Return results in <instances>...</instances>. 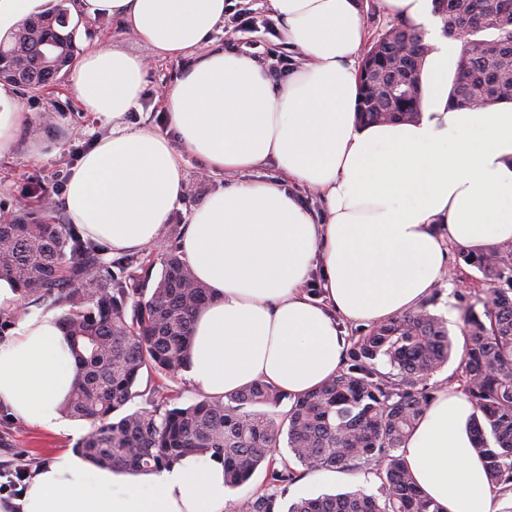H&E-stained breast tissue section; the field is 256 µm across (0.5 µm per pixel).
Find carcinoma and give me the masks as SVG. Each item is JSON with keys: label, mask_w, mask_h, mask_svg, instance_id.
<instances>
[{"label": "carcinoma", "mask_w": 512, "mask_h": 512, "mask_svg": "<svg viewBox=\"0 0 512 512\" xmlns=\"http://www.w3.org/2000/svg\"><path fill=\"white\" fill-rule=\"evenodd\" d=\"M69 0L54 4L0 39V78L36 89L57 79L76 56ZM445 37L471 30L448 86L457 106L512 105V0H434ZM430 49L423 31L392 22L363 52L357 119L364 124L414 122L421 115V74ZM403 84L394 94L390 84ZM162 270L139 253L105 261L102 248L72 224L40 210L0 215V277L16 283L22 310L59 312L78 377L64 411L89 423L78 454L117 473L171 467L186 455L224 465L236 488L265 470L260 491L234 512H280L278 499L298 472L374 467L379 495L353 491L301 498L287 512H442L416 488L399 450L432 398L426 381L456 351L443 321L427 306L349 338L346 364L316 390L292 398L254 383L226 399L199 395L181 404L169 385L188 369L192 322L211 300L175 239H165ZM490 288L481 310L463 312L459 386L473 407L475 452L488 479L512 490V250L461 252ZM123 276H113L112 267ZM392 371L383 373L378 362ZM147 387L139 391L142 379ZM146 406L123 413L132 399ZM289 456L275 457L281 444Z\"/></svg>", "instance_id": "carcinoma-1"}]
</instances>
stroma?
Returning <instances> with one entry per match:
<instances>
[{"instance_id": "stroma-1", "label": "stroma", "mask_w": 512, "mask_h": 512, "mask_svg": "<svg viewBox=\"0 0 512 512\" xmlns=\"http://www.w3.org/2000/svg\"><path fill=\"white\" fill-rule=\"evenodd\" d=\"M243 16L255 18L257 26L254 30L246 31L240 27L239 19ZM270 17L266 0H225L224 25L213 38L225 49L249 55L266 66L282 65L288 60V50L279 43L277 28L264 27V20ZM75 40L82 50L100 40L147 58L144 90L128 111L126 122L134 129L164 130L165 122L156 96L175 82L181 71V61L151 57L134 34L121 30L106 17L79 19ZM18 102L23 111L32 113L35 122L25 129L16 148L0 153V208L9 212L25 204L42 205L47 199L61 201L67 179L81 154L109 131L96 115L85 111L78 103L64 73L52 86L19 95ZM181 157L186 190L166 227L167 232L176 234L181 233L193 210L209 195L236 180L235 174L210 171L190 151H182ZM485 288L481 273L466 265L459 255H452L450 275L436 286L433 296L428 297V309L446 322L451 337H459L463 306L483 295ZM66 426V431L55 433L16 421L0 409V471L20 467L30 474L53 461L58 454L73 451L76 442L87 433L88 425L70 418ZM343 475V480L334 484L323 481L310 486L294 483L281 504L286 507L301 497L357 489L369 495L376 494L379 480L373 467L347 469Z\"/></svg>"}]
</instances>
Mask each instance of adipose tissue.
I'll return each instance as SVG.
<instances>
[{
    "label": "adipose tissue",
    "mask_w": 512,
    "mask_h": 512,
    "mask_svg": "<svg viewBox=\"0 0 512 512\" xmlns=\"http://www.w3.org/2000/svg\"><path fill=\"white\" fill-rule=\"evenodd\" d=\"M421 26L431 51L423 108L413 123L356 120L359 61L367 41L359 0H268L281 41L301 58L279 79L211 35L224 0H73L74 13L109 16L182 71L161 92L165 131L125 116L146 65L107 44L87 47L70 74L84 110L109 125L70 175L62 205L84 237L113 254L159 247L184 195L182 151L238 182L191 214L178 242L195 278L213 292L194 318L185 377L221 398L262 382L298 397L340 370V319L376 326L419 307L448 268L450 245L469 251L512 243V106L457 107L448 74L460 52L444 37L433 0H379ZM33 120L0 84V152ZM275 164L279 179L254 178ZM315 190L316 217L291 191ZM319 275L320 296L308 292ZM13 280L0 278V313L16 314L0 343V408L61 432L76 368L54 312L20 313ZM472 406L437 390L401 448L420 490L443 512H497L469 430ZM224 467L189 455L141 477L69 453L41 466L21 512H224Z\"/></svg>",
    "instance_id": "1"
}]
</instances>
